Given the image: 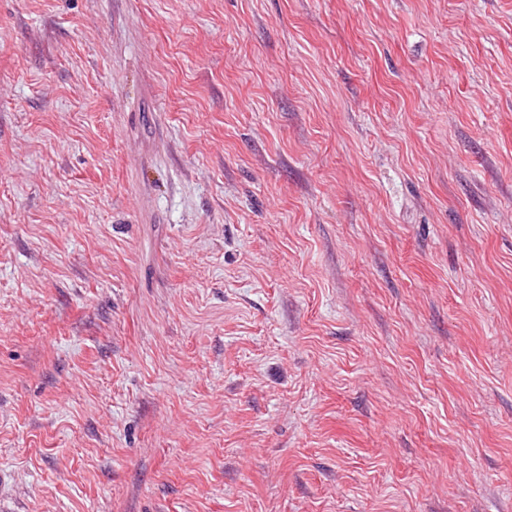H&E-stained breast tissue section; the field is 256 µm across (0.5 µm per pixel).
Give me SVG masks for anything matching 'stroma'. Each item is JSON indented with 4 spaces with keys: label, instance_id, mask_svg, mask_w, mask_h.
<instances>
[{
    "label": "stroma",
    "instance_id": "35a3bbf8",
    "mask_svg": "<svg viewBox=\"0 0 512 512\" xmlns=\"http://www.w3.org/2000/svg\"><path fill=\"white\" fill-rule=\"evenodd\" d=\"M0 512H512V0H0Z\"/></svg>",
    "mask_w": 512,
    "mask_h": 512
}]
</instances>
